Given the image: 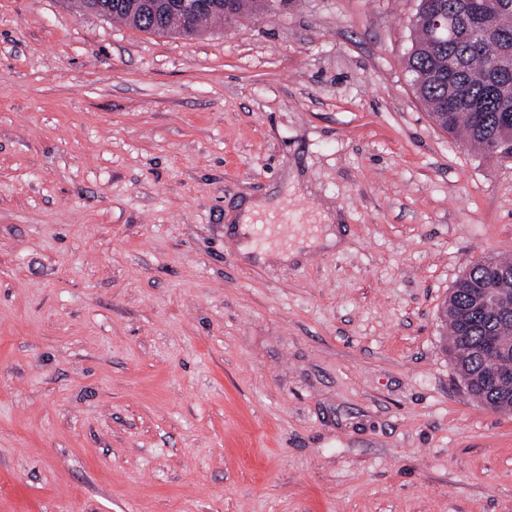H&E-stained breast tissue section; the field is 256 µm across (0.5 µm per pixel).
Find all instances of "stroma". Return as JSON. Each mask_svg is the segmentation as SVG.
<instances>
[{
    "instance_id": "obj_1",
    "label": "stroma",
    "mask_w": 512,
    "mask_h": 512,
    "mask_svg": "<svg viewBox=\"0 0 512 512\" xmlns=\"http://www.w3.org/2000/svg\"><path fill=\"white\" fill-rule=\"evenodd\" d=\"M418 0L159 37L0 0V512H512L444 350L512 161L438 128ZM286 224L247 260L248 203Z\"/></svg>"
}]
</instances>
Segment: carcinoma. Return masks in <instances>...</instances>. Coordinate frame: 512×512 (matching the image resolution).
Here are the masks:
<instances>
[{"label":"carcinoma","mask_w":512,"mask_h":512,"mask_svg":"<svg viewBox=\"0 0 512 512\" xmlns=\"http://www.w3.org/2000/svg\"><path fill=\"white\" fill-rule=\"evenodd\" d=\"M193 0H76L81 11L105 14L138 30L192 39L215 18L231 22L244 15L285 12L291 0H209L189 12ZM458 9L474 35L459 42L432 39L429 16ZM422 12L413 25L405 61L417 96L432 121L481 156L498 159L512 150V0H419ZM494 46L504 65L492 68L485 47ZM448 327L445 350L464 389L491 410L512 407V384L487 382L483 342L502 345L500 364L512 362V260L492 257L476 262L461 276L444 302Z\"/></svg>","instance_id":"obj_1"}]
</instances>
